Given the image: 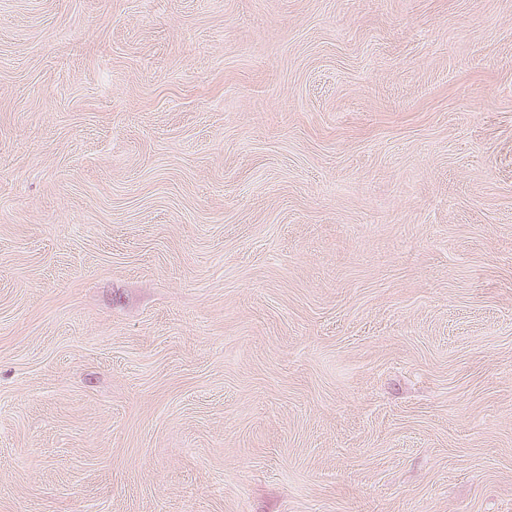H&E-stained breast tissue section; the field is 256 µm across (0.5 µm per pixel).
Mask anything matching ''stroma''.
<instances>
[{
    "mask_svg": "<svg viewBox=\"0 0 512 512\" xmlns=\"http://www.w3.org/2000/svg\"><path fill=\"white\" fill-rule=\"evenodd\" d=\"M0 512H512V0H0Z\"/></svg>",
    "mask_w": 512,
    "mask_h": 512,
    "instance_id": "obj_1",
    "label": "stroma"
}]
</instances>
